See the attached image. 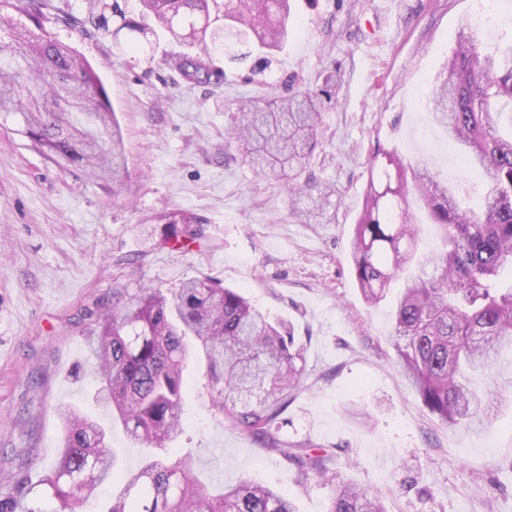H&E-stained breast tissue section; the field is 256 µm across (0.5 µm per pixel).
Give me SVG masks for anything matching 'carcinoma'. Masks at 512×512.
<instances>
[{"label":"carcinoma","mask_w":512,"mask_h":512,"mask_svg":"<svg viewBox=\"0 0 512 512\" xmlns=\"http://www.w3.org/2000/svg\"><path fill=\"white\" fill-rule=\"evenodd\" d=\"M82 0L74 26L107 37L118 49L145 50L150 38L185 48L166 60L189 82L211 80L210 63L226 52L225 35L263 63L288 45L294 0ZM43 28L49 0H0ZM336 79L319 89L263 95L240 103L228 135L257 175L280 168L299 216L324 209L334 186L302 183L319 144L325 104ZM432 120L448 132L478 180L466 188L440 179L423 160L377 150L351 240L352 270L364 302L385 300L403 279L393 307L397 365L424 408L465 429L495 418L482 377L496 388L512 381L492 376L498 357L512 349V41L488 52L478 29L464 20L455 47L436 76L427 102ZM0 112H15L23 133L50 157L114 178L125 168L121 128L107 90L89 62L49 34L0 39ZM444 230L439 251L419 252L416 212ZM202 222L182 212L168 219L161 242L185 246L202 237ZM205 366L212 407L232 428L262 441L295 466L298 483L317 478L332 488L328 512H387L382 501L340 480L335 455L272 433L275 421L303 388V348L291 327L254 307L239 291L190 279L172 292L112 289V308L98 318L82 374L93 397L112 414L129 441L158 455L184 425V372L191 359ZM62 453L37 484L0 499V512H82L108 485L100 512H296L277 487L243 481L211 492L186 459L147 458L135 470L117 469L103 425L73 410L61 413Z\"/></svg>","instance_id":"obj_1"}]
</instances>
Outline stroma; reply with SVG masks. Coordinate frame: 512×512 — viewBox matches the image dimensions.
<instances>
[{"instance_id":"1","label":"stroma","mask_w":512,"mask_h":512,"mask_svg":"<svg viewBox=\"0 0 512 512\" xmlns=\"http://www.w3.org/2000/svg\"><path fill=\"white\" fill-rule=\"evenodd\" d=\"M53 2L45 28L104 83L127 169L101 181L42 154L0 114V497L14 491L8 476L34 483L55 464L63 409L108 422L72 373L113 283L171 289L196 278L240 290L293 327L305 387L279 418L282 440L332 450L341 478L388 512H512V403L476 432L430 415L396 365L391 301H363L350 257L378 149L466 179L426 101L459 21L490 9L498 25L485 42L511 39L512 0H297L288 46L263 72L218 54L211 81L199 84L166 65L179 44L121 51L68 24L81 0ZM330 75L339 91L310 170L336 193L325 215L304 223L283 179L254 176L226 132L240 101L316 88ZM180 212L201 219L204 238L160 246L164 216ZM185 403L172 455L190 459L205 486L249 479L288 493L298 512H326L331 489L301 488L291 465L231 429L196 364Z\"/></svg>"}]
</instances>
